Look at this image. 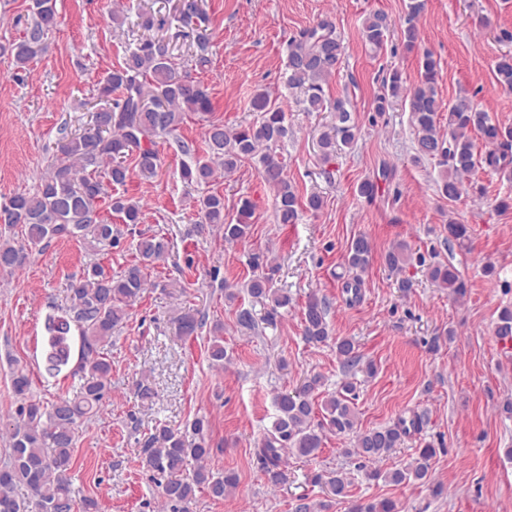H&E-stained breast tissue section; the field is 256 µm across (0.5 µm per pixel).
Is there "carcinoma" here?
Here are the masks:
<instances>
[{
	"mask_svg": "<svg viewBox=\"0 0 512 512\" xmlns=\"http://www.w3.org/2000/svg\"><path fill=\"white\" fill-rule=\"evenodd\" d=\"M426 0H409L404 46L416 47L418 29L415 20L425 10ZM30 23L23 35L6 44L0 43V55L12 58L16 69L24 71L36 57L47 35L57 28L56 0H30ZM177 13L195 16V56L207 62L210 39L201 32L206 14L199 0H181ZM166 19L152 13L140 16L139 27L149 36L140 39L119 66L113 68L96 84L94 104L89 110L88 127L65 135V143L52 156L49 170L34 193L17 192L0 200V272H12L30 260L32 248L52 239L83 238L90 234L99 242L114 240L112 224L104 209L122 215L127 224H138L141 206L122 196L112 197L109 189L126 183L133 169L146 177L155 175L159 166L158 151L150 144L152 138L173 134L190 113L212 111L208 86L188 70H178L170 48L163 37L154 32L163 30ZM393 23L383 11L369 14L362 26V38L371 50L383 49L391 37ZM344 44L335 24L322 19L300 32L288 44L286 85L299 93V102L306 112H333L336 124L333 133L319 140L322 159L336 157L337 150L354 144L357 125L354 108L346 97L327 96L325 85L339 69ZM440 67L433 54L425 52L419 59V81L408 87L401 74L393 70L383 82L374 100L373 111H388L395 100L408 101L414 129V162L436 160L440 167L436 182L438 194L456 201L464 194L484 195V187L474 179L481 168L512 182V126L494 122L488 113L465 92L443 104L436 89ZM495 80L504 89L512 90V54L502 55L494 71ZM448 107V132L442 131L440 112ZM258 119L239 128H229L220 121L209 122L205 131V154L193 156L181 169L184 184L201 190L196 206L208 227L222 230L224 242L244 239L254 214L252 202L245 198L237 209L236 222L224 218V195L210 189L216 180L217 168L232 172L242 163L255 160L259 175L273 190L275 220L279 224L297 223L301 203L297 188L288 179L286 164L274 154V148L288 137L285 111L270 100L266 92L256 93L251 101ZM482 141L483 153L476 150ZM468 227L455 220L448 221V242L464 245ZM171 251L169 239L160 234L140 235L136 259L117 276L107 275L97 264L87 266L70 281L71 305L47 316L45 321V372L55 378L62 372L78 380L72 394L61 395L51 403L31 396L30 374L15 368L12 387L17 408L7 420H0V433L6 434L8 457L0 463V512H98L97 501L77 498L72 488L74 448L78 423L95 416L112 392V361L107 347L113 334L129 318V310L148 286L145 270L163 261ZM373 260V246L364 236L352 239L345 264L363 272ZM426 270L429 279L455 298L466 294V282L451 263L427 261L400 243L383 256V262L399 273L410 261ZM254 275L245 288L252 298L269 306L266 321L271 323L278 310L291 303V297L271 288L278 265L274 260L256 255ZM328 300L311 293L302 306L301 325L304 340L313 345L335 340L336 353L350 370L362 368L372 375V363L361 364L355 343L348 338H332L327 320ZM207 325L206 314L185 312L177 319L182 336H194ZM213 336L208 347L209 359L217 367L224 366V324L210 326ZM495 335L512 339V309L504 308L498 315ZM319 376L307 379L293 392L280 391L274 396L276 417L267 430L256 455L262 464L265 481L277 487L286 481L283 455L316 458L325 433L352 436L353 454L367 467L369 480L379 478L400 485L410 481L431 482L430 460L435 449L426 444L417 449L406 467L381 472L374 464L382 461L393 449L404 443L413 432L422 430L425 419L413 414L391 425L361 431L354 406L356 385L352 381L326 393L321 390ZM208 422L203 418L191 424L194 438L165 424H158L143 442L142 462L157 476L158 487L169 512H189L197 493L205 491L217 500L233 495L239 484L233 471L215 472L208 466L212 448L205 440ZM196 463L192 478L181 477L189 462ZM331 498L349 496L350 482L341 470L323 477ZM23 486L30 494L20 498L16 489ZM330 501L298 498L294 512H328ZM349 512H398L391 499L354 501Z\"/></svg>",
	"mask_w": 512,
	"mask_h": 512,
	"instance_id": "obj_1",
	"label": "carcinoma"
}]
</instances>
